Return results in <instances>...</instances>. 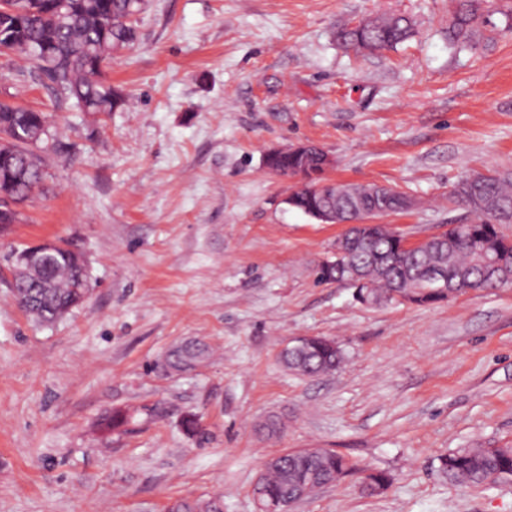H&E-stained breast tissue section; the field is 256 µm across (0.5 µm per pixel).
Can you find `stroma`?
<instances>
[{
	"label": "stroma",
	"instance_id": "stroma-1",
	"mask_svg": "<svg viewBox=\"0 0 512 512\" xmlns=\"http://www.w3.org/2000/svg\"><path fill=\"white\" fill-rule=\"evenodd\" d=\"M451 0H147L105 81L123 102L83 112L16 55L0 97L47 113L44 180L0 238V512H166L220 494L254 512L265 462L327 448L355 464L292 512H512V483L438 472L457 448L512 447V288L429 306L356 302L315 267L344 231L292 209L268 150L311 142L337 183L383 184L414 208L384 216L409 241L463 216L444 198L476 172L512 171V0H493L456 54ZM403 13L419 35L354 60L339 27ZM45 239L86 259L91 290L51 325L12 292V247ZM342 348L335 373L286 371L291 338ZM208 343L166 374L174 345ZM120 409L114 431L102 418ZM271 416L279 432L260 425ZM199 432H188L186 418ZM386 472L371 495L365 474Z\"/></svg>",
	"mask_w": 512,
	"mask_h": 512
}]
</instances>
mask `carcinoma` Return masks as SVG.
<instances>
[{"mask_svg":"<svg viewBox=\"0 0 512 512\" xmlns=\"http://www.w3.org/2000/svg\"><path fill=\"white\" fill-rule=\"evenodd\" d=\"M487 0H453L448 21V47L463 50L475 45L487 23ZM145 0H0V52L29 60L31 70L45 77L51 88L88 112H110L122 96L105 83L102 66L112 53L132 44L134 16ZM416 34L415 22L391 13L367 18L359 26L336 32L346 50L365 57L390 51ZM46 116L32 109L0 101V188H9L17 203L26 201L44 179V160L37 152L48 140ZM268 167L297 180L288 205L314 218L324 211L336 213V222L357 221L375 210L381 215L412 209L415 201L396 191L379 196L377 184H335L325 177V156L312 149L265 160ZM448 204L464 206L467 221L452 225L448 242L427 249L404 250L386 226H376L369 237L348 247L338 264L322 262L316 268L320 283H343L354 288L361 304L394 302L391 293L410 290L417 304L444 300L429 288L431 274L444 272L460 288L485 290L512 287V237L502 226L512 224V171L492 170L467 176L448 192ZM501 256L493 272L477 264L478 250ZM88 271L75 267L67 252H57L45 267H34L13 279L20 308L38 322L50 324L80 305L88 284ZM209 348L198 342L178 345L165 356L169 371H185L209 360ZM344 354L336 341L310 336L296 347L287 346L279 361L289 371L315 377L336 370ZM352 466L342 455L324 448H305L279 456L264 477L262 500L286 501L301 490L339 481ZM443 478L462 484L494 486L512 483V448H462L439 458ZM168 512H224V499L180 500Z\"/></svg>","mask_w":512,"mask_h":512,"instance_id":"obj_1","label":"carcinoma"}]
</instances>
